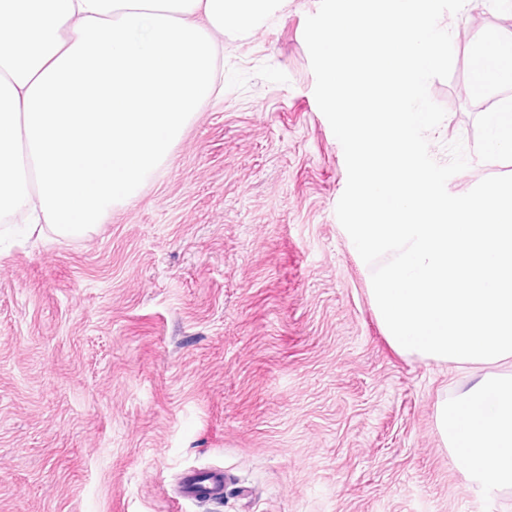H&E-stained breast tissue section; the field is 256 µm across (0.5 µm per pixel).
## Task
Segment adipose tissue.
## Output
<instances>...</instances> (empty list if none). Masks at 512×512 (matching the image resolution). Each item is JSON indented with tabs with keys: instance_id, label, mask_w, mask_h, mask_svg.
Wrapping results in <instances>:
<instances>
[{
	"instance_id": "ef3b65f1",
	"label": "adipose tissue",
	"mask_w": 512,
	"mask_h": 512,
	"mask_svg": "<svg viewBox=\"0 0 512 512\" xmlns=\"http://www.w3.org/2000/svg\"><path fill=\"white\" fill-rule=\"evenodd\" d=\"M272 0H0V217L69 234L132 197L215 90L214 33ZM484 92L512 74V32L474 49ZM476 493L512 488V378L437 404Z\"/></svg>"
}]
</instances>
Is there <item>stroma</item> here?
<instances>
[{"label": "stroma", "mask_w": 512, "mask_h": 512, "mask_svg": "<svg viewBox=\"0 0 512 512\" xmlns=\"http://www.w3.org/2000/svg\"><path fill=\"white\" fill-rule=\"evenodd\" d=\"M319 0H274L225 27L223 89L166 164L80 235L0 240V512H512L464 482L436 404L467 372L398 353L372 269L336 216L344 152L314 96L304 40ZM453 68L438 163L462 140V195L512 174L469 94L472 48L512 31V0L440 20ZM224 471L222 502L178 497L181 473Z\"/></svg>", "instance_id": "stroma-1"}]
</instances>
